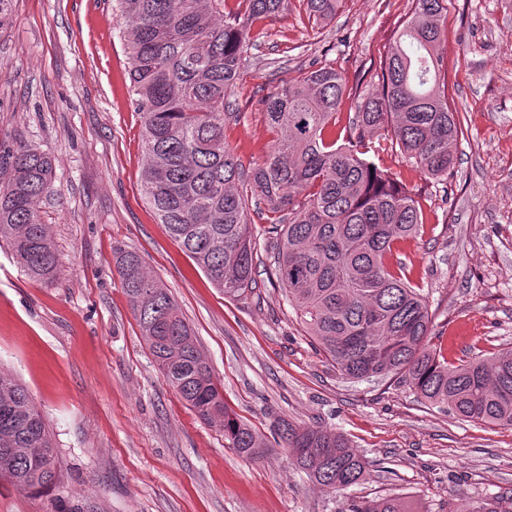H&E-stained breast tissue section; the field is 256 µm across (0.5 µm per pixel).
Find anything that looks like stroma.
Segmentation results:
<instances>
[{
	"instance_id": "1",
	"label": "stroma",
	"mask_w": 512,
	"mask_h": 512,
	"mask_svg": "<svg viewBox=\"0 0 512 512\" xmlns=\"http://www.w3.org/2000/svg\"><path fill=\"white\" fill-rule=\"evenodd\" d=\"M412 0H347L309 23L301 0L256 23L224 136L244 167L272 135L259 101L312 63L341 71L347 125ZM115 0H14L0 32V157L26 143L54 161L41 208L59 274L27 278L0 247V369L19 379L53 435L60 482L34 494L0 479V512H344L399 496L415 512L512 507V428L463 421L390 376L351 382L306 336L274 270L259 296L214 288L145 203L141 117L132 103ZM448 95L463 133L446 180L425 179L398 149L371 159L412 191L419 235L399 245L448 361L512 346V0H449ZM134 250L169 289L224 388L264 436L280 420L342 433L370 462L360 484L315 487L272 445L228 448L163 380L124 294L112 249Z\"/></svg>"
}]
</instances>
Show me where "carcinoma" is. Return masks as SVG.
Returning <instances> with one entry per match:
<instances>
[{"label": "carcinoma", "mask_w": 512, "mask_h": 512, "mask_svg": "<svg viewBox=\"0 0 512 512\" xmlns=\"http://www.w3.org/2000/svg\"><path fill=\"white\" fill-rule=\"evenodd\" d=\"M289 0H117L125 20L129 74L141 115V193L158 223L230 299L255 290L258 254L248 201L264 207L278 237L267 246L288 305L339 374L362 381L393 376L456 416L512 427V348L489 360L450 364L430 348L428 305L388 264L396 243L419 234L418 202L373 165L368 153L389 142L428 177L448 178L451 145L462 134L448 100V0H413L410 18L381 61L343 136L336 111L345 80L321 64L262 99L275 139L244 169L224 141L243 61L257 47L249 28L288 10ZM308 20L325 22L345 0H300ZM0 183V243L34 280L58 274L49 225L41 220L53 164L20 144ZM121 286L166 384L228 447L261 456L267 440L229 411L193 329L169 289L141 256L118 246ZM294 464L316 485L342 491L363 481L369 461L341 433L282 423ZM60 464L43 415L27 389L0 371V477L23 489L57 484ZM347 512H409L397 496L353 502Z\"/></svg>", "instance_id": "cac0c4a2"}]
</instances>
